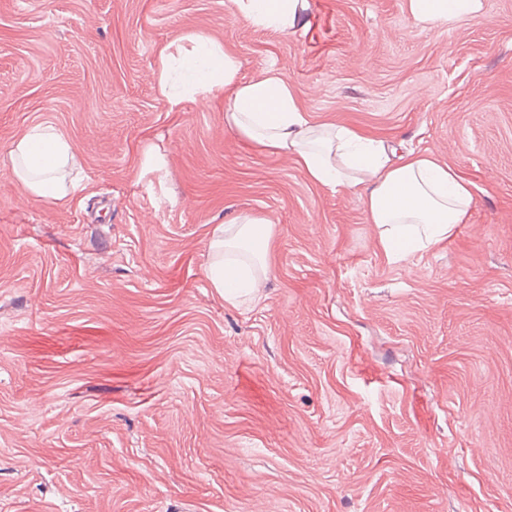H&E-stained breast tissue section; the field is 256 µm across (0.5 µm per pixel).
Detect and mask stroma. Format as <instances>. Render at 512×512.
<instances>
[{
    "mask_svg": "<svg viewBox=\"0 0 512 512\" xmlns=\"http://www.w3.org/2000/svg\"><path fill=\"white\" fill-rule=\"evenodd\" d=\"M202 34L314 121L427 151L472 223L388 256L350 194L153 70ZM72 144L64 201L8 150ZM166 157L144 163L147 146ZM273 226L262 297L206 277L214 229ZM512 512V0L421 28L405 0H0V512ZM241 14L253 24L276 30L296 26L298 0H237ZM9 154L14 161L13 177L25 191L39 199L59 200L69 195L63 169L73 159V150L55 127L31 126L11 145Z\"/></svg>",
    "mask_w": 512,
    "mask_h": 512,
    "instance_id": "stroma-1",
    "label": "stroma"
}]
</instances>
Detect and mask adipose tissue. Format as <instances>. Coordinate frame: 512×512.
Returning <instances> with one entry per match:
<instances>
[{"label": "adipose tissue", "mask_w": 512, "mask_h": 512, "mask_svg": "<svg viewBox=\"0 0 512 512\" xmlns=\"http://www.w3.org/2000/svg\"><path fill=\"white\" fill-rule=\"evenodd\" d=\"M253 24L276 30L294 28L298 0H237ZM416 25L432 27L483 15V0H406ZM157 86L171 109L190 98L224 97L227 119L260 150L293 157L307 178L356 197L367 223L377 225L379 242L395 256L424 252L447 242L453 229L470 223L475 208L471 182L432 154H396L384 142L360 131L312 122L276 72L246 80L235 56L222 45L194 35L188 46L161 55ZM16 182L39 199L69 195L64 169L73 158L70 142L53 126L37 124L12 144ZM272 226L246 216L233 228L220 229L210 243L221 256L208 277L226 302L257 300L269 271Z\"/></svg>", "instance_id": "1"}]
</instances>
